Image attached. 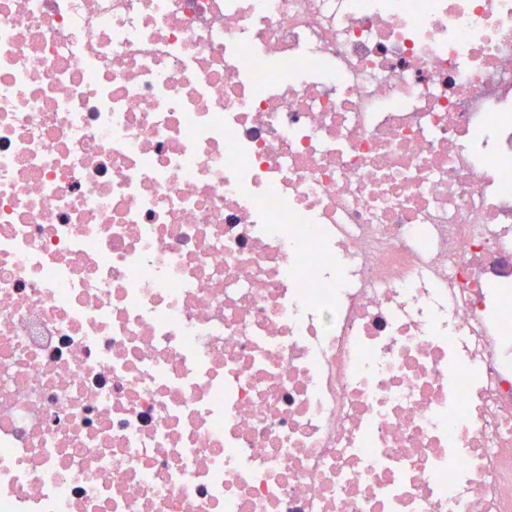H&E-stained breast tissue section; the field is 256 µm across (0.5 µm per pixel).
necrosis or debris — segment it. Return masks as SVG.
Returning a JSON list of instances; mask_svg holds the SVG:
<instances>
[{
	"instance_id": "necrosis-or-debris-1",
	"label": "necrosis or debris",
	"mask_w": 512,
	"mask_h": 512,
	"mask_svg": "<svg viewBox=\"0 0 512 512\" xmlns=\"http://www.w3.org/2000/svg\"><path fill=\"white\" fill-rule=\"evenodd\" d=\"M0 512H512V0H0Z\"/></svg>"
}]
</instances>
